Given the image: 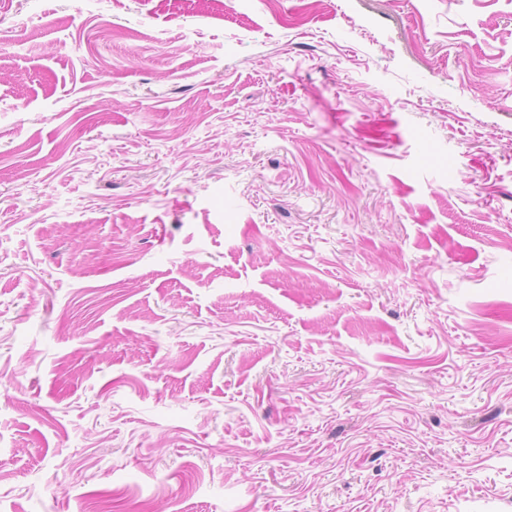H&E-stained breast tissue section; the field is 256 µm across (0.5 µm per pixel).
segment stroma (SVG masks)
I'll use <instances>...</instances> for the list:
<instances>
[{
	"label": "stroma",
	"instance_id": "1",
	"mask_svg": "<svg viewBox=\"0 0 512 512\" xmlns=\"http://www.w3.org/2000/svg\"><path fill=\"white\" fill-rule=\"evenodd\" d=\"M0 30V512H512V0Z\"/></svg>",
	"mask_w": 512,
	"mask_h": 512
}]
</instances>
